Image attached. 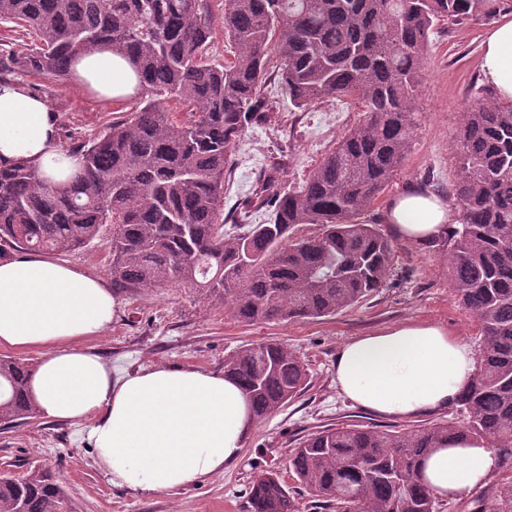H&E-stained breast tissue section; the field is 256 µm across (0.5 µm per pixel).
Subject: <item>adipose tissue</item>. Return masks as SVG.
<instances>
[{"instance_id":"adipose-tissue-1","label":"adipose tissue","mask_w":512,"mask_h":512,"mask_svg":"<svg viewBox=\"0 0 512 512\" xmlns=\"http://www.w3.org/2000/svg\"><path fill=\"white\" fill-rule=\"evenodd\" d=\"M480 70L500 102L512 103V18L486 35ZM78 86L106 100L136 93L128 60L111 50L79 55ZM39 163L48 176L74 173L59 144L48 103L14 83L0 84V163ZM383 220L403 241L422 244L446 235L447 201L409 185ZM117 300L95 274L40 254L0 261V347L37 349L29 392L50 420H92L95 460L113 486L153 496L223 473L239 460L255 419L239 383L222 372L153 366L120 378L85 347L112 322ZM476 355L469 343L433 323L407 322L344 343L333 372L354 405L407 418L448 409L470 383ZM497 459L484 442L433 451L424 482L444 499L481 484Z\"/></svg>"}]
</instances>
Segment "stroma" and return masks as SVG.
Masks as SVG:
<instances>
[{
  "label": "stroma",
  "instance_id": "obj_1",
  "mask_svg": "<svg viewBox=\"0 0 512 512\" xmlns=\"http://www.w3.org/2000/svg\"><path fill=\"white\" fill-rule=\"evenodd\" d=\"M487 30L486 24L475 21L442 22L430 34L409 151L401 170L363 216L393 241V265L383 288L328 317L253 324L237 321L224 307L174 285L119 290L111 325L87 339V346L111 366L116 377L158 365L220 371L235 350L261 341L282 344L296 354L307 368L306 389L299 398L256 422L237 464L199 484L141 497L112 487L96 465L91 422L71 424L40 417L0 428V468L11 467L18 475L34 466L49 468L67 494L66 512H249L247 490L268 472L279 474L296 512H323L289 468L293 446L305 435L342 423H371L400 431L444 421L465 424L466 414L455 405L411 418L361 410L341 395L332 367L339 348L350 339L404 322L435 323L472 347L481 344L475 317L458 303L448 283L443 253L395 239L383 214L409 184L444 196L456 181L459 160L453 141L462 114L490 90L479 69L480 46ZM19 83L57 113L58 137L65 148L91 138L113 119L131 113L138 103L134 97L106 103L47 76L23 77ZM269 94L277 102L279 124L252 126L233 148L224 186V216L229 220L261 179L274 178L282 191L301 185L362 117L358 106L347 98L302 112L292 108L280 87H271ZM511 480L512 458L499 456L497 470L482 487L454 499L437 500L436 512H472L478 500L494 507Z\"/></svg>",
  "mask_w": 512,
  "mask_h": 512
}]
</instances>
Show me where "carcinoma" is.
Listing matches in <instances>:
<instances>
[{"label": "carcinoma", "instance_id": "obj_1", "mask_svg": "<svg viewBox=\"0 0 512 512\" xmlns=\"http://www.w3.org/2000/svg\"><path fill=\"white\" fill-rule=\"evenodd\" d=\"M214 0H0V21L36 37L35 52L0 56V83L17 76L66 81L75 58L102 46L128 59L136 109L100 135L75 142L80 166L51 181L27 160L0 166V256L67 253L103 240L112 287L177 285L227 307L241 322L326 317L383 287L394 247L360 216L401 170L413 137L429 33L442 21L489 22L491 0H224L233 61H210ZM291 104L351 98L363 119L298 189L268 177L224 224L230 148L245 129L276 121L268 85ZM193 119L181 122L172 105ZM455 223L425 245L448 253V279L482 337L457 404L462 427L403 432L357 424L303 437L289 466L336 512H435L424 458L455 439L485 441L512 456V104L485 99L462 115L455 140ZM267 209L264 224L251 223ZM319 232L297 236L302 225ZM36 366L0 358V424L39 416L27 391ZM263 420L298 397L308 373L276 343L247 344L224 361ZM251 512H295L275 473L254 482ZM50 471L0 473V512H65Z\"/></svg>", "mask_w": 512, "mask_h": 512}]
</instances>
